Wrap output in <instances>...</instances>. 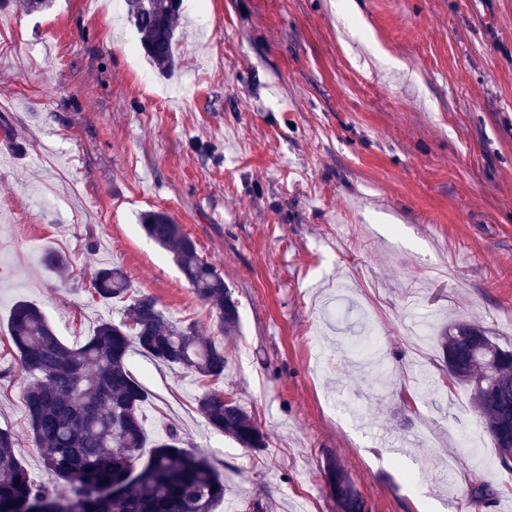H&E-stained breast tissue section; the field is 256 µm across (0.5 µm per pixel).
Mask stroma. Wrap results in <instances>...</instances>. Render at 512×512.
Returning a JSON list of instances; mask_svg holds the SVG:
<instances>
[{
    "mask_svg": "<svg viewBox=\"0 0 512 512\" xmlns=\"http://www.w3.org/2000/svg\"><path fill=\"white\" fill-rule=\"evenodd\" d=\"M177 33L164 73L125 0L0 7V428L20 463L69 494L27 433L10 308L80 346L124 316L89 288L110 265L223 346L219 388L268 437L213 431L206 381L131 351L149 435L208 458L215 512H336L333 461L368 512H512L433 339L456 319L512 350V0H183ZM149 210L222 272L236 331L145 236Z\"/></svg>",
    "mask_w": 512,
    "mask_h": 512,
    "instance_id": "stroma-1",
    "label": "stroma"
}]
</instances>
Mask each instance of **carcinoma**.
<instances>
[{"mask_svg":"<svg viewBox=\"0 0 512 512\" xmlns=\"http://www.w3.org/2000/svg\"><path fill=\"white\" fill-rule=\"evenodd\" d=\"M182 0H126L147 57L163 72L177 65V21ZM144 233L173 255L183 277L216 313L222 332L238 326V302L217 268L198 256L196 246L168 213L145 211ZM102 302H128L126 319L99 323L79 347L63 344L41 309L18 300L8 334L18 370L30 378L23 399L34 444L45 465L71 486L58 497L39 486L16 456V437L0 429V512H213L224 484L211 463L185 448L174 430L148 441L142 407L148 393L128 368L132 348L153 360L180 365L209 381L224 380V347L192 325L166 317L149 295L130 294L126 273L103 267L90 277ZM437 340L448 376L470 387L472 405L492 438L502 469L512 471V351L496 344L470 322H450ZM197 411L215 431L244 448L265 447V436L236 401L215 390L197 400ZM340 512H365L364 500L341 466L326 471Z\"/></svg>","mask_w":512,"mask_h":512,"instance_id":"obj_1","label":"carcinoma"}]
</instances>
